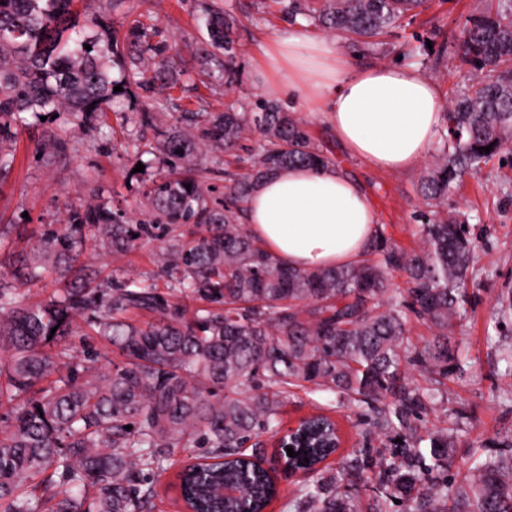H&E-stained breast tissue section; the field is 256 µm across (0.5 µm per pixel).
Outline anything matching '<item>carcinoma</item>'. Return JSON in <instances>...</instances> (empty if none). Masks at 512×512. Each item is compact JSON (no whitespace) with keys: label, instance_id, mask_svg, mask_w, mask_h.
<instances>
[{"label":"carcinoma","instance_id":"obj_1","mask_svg":"<svg viewBox=\"0 0 512 512\" xmlns=\"http://www.w3.org/2000/svg\"><path fill=\"white\" fill-rule=\"evenodd\" d=\"M74 2L0 0V173L14 166L18 127L55 115L59 124L48 134L61 155L72 129L93 130L112 110L120 96L114 87L150 95L181 82L184 71L158 24L137 20L119 41L112 15L124 12L126 0H83L79 11ZM277 3L316 27L371 39L401 26L425 0ZM201 7L206 38L196 61L230 89L238 84L236 18L217 0ZM457 53L483 78L457 90L444 113L438 161L421 185L433 219L417 227L418 252L399 253L378 238L376 262L299 270L253 240L239 219L263 179L333 164L299 117L264 97L237 99L222 112L201 104L178 113L160 148L135 145L137 155L162 154L143 191L153 223L76 206L65 223L37 236L12 278L0 279V512H152L157 478L174 465L178 446L206 449L178 474L187 509L265 512L278 488L255 463L260 453L251 440L279 429L293 388L313 383L358 408L388 397L377 411L382 430H409L412 418L433 408L440 389L407 382L403 364L425 363L448 376V324L462 310L475 243L468 224L440 208L464 175L480 172L512 140V0H496L465 25ZM253 129L262 134L253 164L227 174L215 195L198 153L237 149ZM488 145L490 153L478 151ZM154 229L168 238L158 254L165 292L140 280L104 288L80 262L90 240L125 253ZM391 266L407 274L403 300L385 297ZM49 276L63 287L29 301L27 285ZM184 298L201 305L190 310ZM405 303L436 330L421 350L407 336ZM79 317L88 335L121 357L105 373H96L94 346L66 343ZM332 425L324 415L308 423L315 436L299 458L309 459L316 477L300 489L296 512H361L349 477L367 467L405 512H512V453L466 467L450 488L433 476L455 451L440 430L426 438L429 465L421 451L404 448L400 465L383 455L355 457L333 473L319 468L336 452L328 446ZM226 486L238 495L224 496Z\"/></svg>","mask_w":512,"mask_h":512}]
</instances>
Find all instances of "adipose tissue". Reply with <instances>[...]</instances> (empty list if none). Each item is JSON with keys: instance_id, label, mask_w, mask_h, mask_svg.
<instances>
[{"instance_id": "adipose-tissue-1", "label": "adipose tissue", "mask_w": 512, "mask_h": 512, "mask_svg": "<svg viewBox=\"0 0 512 512\" xmlns=\"http://www.w3.org/2000/svg\"><path fill=\"white\" fill-rule=\"evenodd\" d=\"M281 90L320 114L348 155L377 171L403 172L425 158L445 103L435 83L399 65L358 67L332 39L289 26L263 47ZM249 234L289 266L316 269L361 259L377 235L363 186L341 168L296 167L269 176L245 205Z\"/></svg>"}]
</instances>
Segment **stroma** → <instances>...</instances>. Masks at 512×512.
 Returning <instances> with one entry per match:
<instances>
[{"instance_id": "obj_1", "label": "stroma", "mask_w": 512, "mask_h": 512, "mask_svg": "<svg viewBox=\"0 0 512 512\" xmlns=\"http://www.w3.org/2000/svg\"><path fill=\"white\" fill-rule=\"evenodd\" d=\"M220 2L239 19L237 95L278 100L284 109L302 117L310 134L337 165L370 194L385 238L398 250H420L417 227L431 217L418 193L428 162L392 173L368 169L348 157L322 118L311 115L302 103L282 97L279 75L264 70L261 46L289 23L276 0H265L261 9L256 8V0ZM488 4L489 0H428L425 10L407 19L403 27L387 30L377 45L342 35L337 36L336 45L358 66L398 61L417 68L437 84L448 101L458 85L476 76L461 61L456 44L465 21L480 16ZM146 12L168 30L174 51L190 59L205 34L199 0H126L124 15L114 19L118 34H126L130 23ZM129 106V98L121 97L119 111L108 113L97 131L73 129L71 148L60 157L46 140L44 125L19 130L15 166L0 176V225L20 224L29 233L22 237L13 233L0 241V276L9 273L10 259L32 248L31 231L63 223L70 207L92 203L124 214L132 224L147 219L142 188L158 172L159 157L145 154L135 161L130 153L135 139L152 144L161 141L172 119L129 122L124 115ZM139 163L144 166L140 172L135 169ZM445 208L449 214L468 217L476 243L465 312L448 329L454 360L464 372L448 378L446 401L417 417L413 427L421 437L438 428L447 429L456 448L479 462L499 452L503 437H512V365L501 355L502 349L512 346V314L500 311L502 302L512 299V152L493 158L477 174L463 176ZM158 245V239L145 237L132 251L115 254L90 243L81 260L100 279L157 283L161 280L154 262ZM318 413L334 420L345 436V448L328 460L333 469L338 467L339 457L355 450L392 456L403 436L399 430L378 431L372 425V411L360 410L313 384L294 389L283 408L282 425L287 428Z\"/></svg>"}]
</instances>
